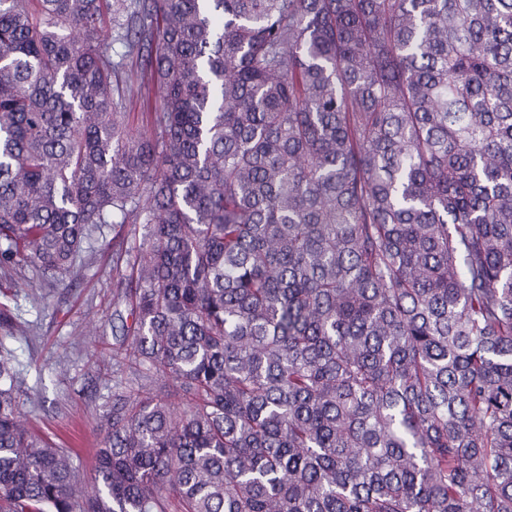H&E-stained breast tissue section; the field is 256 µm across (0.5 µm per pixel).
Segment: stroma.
<instances>
[{"mask_svg": "<svg viewBox=\"0 0 512 512\" xmlns=\"http://www.w3.org/2000/svg\"><path fill=\"white\" fill-rule=\"evenodd\" d=\"M112 242L97 244L83 276L43 299L22 292L11 308L34 323L35 340L6 345L26 378L31 423L67 448L86 484H93L100 416L112 393Z\"/></svg>", "mask_w": 512, "mask_h": 512, "instance_id": "obj_1", "label": "stroma"}]
</instances>
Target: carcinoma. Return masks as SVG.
<instances>
[{"mask_svg": "<svg viewBox=\"0 0 512 512\" xmlns=\"http://www.w3.org/2000/svg\"><path fill=\"white\" fill-rule=\"evenodd\" d=\"M106 228L94 487L0 343V512H512V0H0V282Z\"/></svg>", "mask_w": 512, "mask_h": 512, "instance_id": "carcinoma-1", "label": "carcinoma"}]
</instances>
